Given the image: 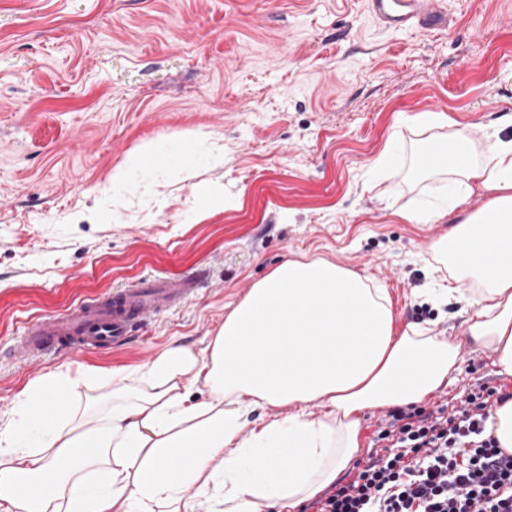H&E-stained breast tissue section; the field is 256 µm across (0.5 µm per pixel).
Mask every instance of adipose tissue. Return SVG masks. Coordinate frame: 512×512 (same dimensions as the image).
<instances>
[{
	"label": "adipose tissue",
	"mask_w": 512,
	"mask_h": 512,
	"mask_svg": "<svg viewBox=\"0 0 512 512\" xmlns=\"http://www.w3.org/2000/svg\"><path fill=\"white\" fill-rule=\"evenodd\" d=\"M423 174L448 177L437 224L474 189L487 199L433 242L468 283L463 342L398 328L386 289L325 259H288L253 285L199 357L170 342L142 367L61 366L28 383L0 427V512H296L352 467L360 415L423 403L459 369L460 345L512 375V139L443 137L425 114ZM197 154L154 144L143 176ZM203 384L207 399L190 398ZM325 413L309 418L311 405ZM286 416L250 421L256 409Z\"/></svg>",
	"instance_id": "obj_1"
}]
</instances>
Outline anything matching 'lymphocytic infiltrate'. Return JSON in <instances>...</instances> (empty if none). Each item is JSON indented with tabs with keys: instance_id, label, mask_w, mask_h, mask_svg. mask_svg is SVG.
Here are the masks:
<instances>
[{
	"instance_id": "obj_1",
	"label": "lymphocytic infiltrate",
	"mask_w": 512,
	"mask_h": 512,
	"mask_svg": "<svg viewBox=\"0 0 512 512\" xmlns=\"http://www.w3.org/2000/svg\"><path fill=\"white\" fill-rule=\"evenodd\" d=\"M511 398L506 386L483 385L452 407L394 415L381 449L312 512H512V453L489 425Z\"/></svg>"
}]
</instances>
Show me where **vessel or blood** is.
Segmentation results:
<instances>
[{"instance_id":"vessel-or-blood-1","label":"vessel or blood","mask_w":512,"mask_h":512,"mask_svg":"<svg viewBox=\"0 0 512 512\" xmlns=\"http://www.w3.org/2000/svg\"><path fill=\"white\" fill-rule=\"evenodd\" d=\"M370 10L384 26L403 28L438 24V0H369ZM195 276L136 284L112 295L80 303L73 310L29 324L7 357L25 364L38 354L61 348L77 355L126 343L153 316L165 312L202 288Z\"/></svg>"}]
</instances>
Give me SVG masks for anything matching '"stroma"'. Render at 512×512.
<instances>
[{"label": "stroma", "mask_w": 512, "mask_h": 512, "mask_svg": "<svg viewBox=\"0 0 512 512\" xmlns=\"http://www.w3.org/2000/svg\"><path fill=\"white\" fill-rule=\"evenodd\" d=\"M446 26L396 31L368 0H0V351L31 322L133 283L206 286L123 348L134 369L176 340L203 356L225 315L284 259L323 258L387 289L399 326L461 338L466 301L437 305L429 246L444 224L411 214L442 177L412 171L428 112L476 137H512V0H442ZM203 152L186 171L130 177L129 209L101 193L151 144ZM394 161L373 167L386 149ZM228 201L206 217L194 192ZM0 361V426L31 380L71 363ZM508 385L462 344L426 408Z\"/></svg>", "instance_id": "35a3bbf8"}]
</instances>
